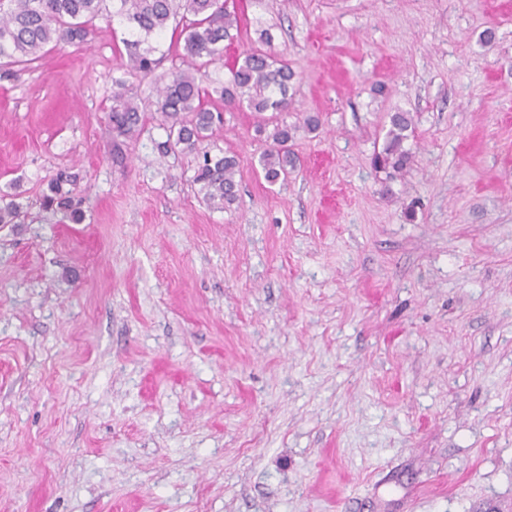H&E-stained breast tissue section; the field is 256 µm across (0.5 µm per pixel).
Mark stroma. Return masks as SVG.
Returning a JSON list of instances; mask_svg holds the SVG:
<instances>
[{
	"mask_svg": "<svg viewBox=\"0 0 512 512\" xmlns=\"http://www.w3.org/2000/svg\"><path fill=\"white\" fill-rule=\"evenodd\" d=\"M228 7L240 37L196 73L228 208L159 153L152 78L114 142L124 27L0 67V196L27 213L0 225V512H512V0ZM251 47L294 71L287 111L225 105ZM262 120L296 129L287 181ZM62 170L82 223L43 218ZM119 91L113 96L112 108L108 114V121L114 139L123 137L132 138L142 128L144 113L140 112L135 96L129 88L127 80H115ZM413 118L408 112H394L389 116V128L382 148L374 153L376 170L393 180L401 175L411 162L412 153L406 142L413 134ZM239 163L234 155L211 156L203 154L194 175V182L199 185V192L204 201L224 209L238 199Z\"/></svg>",
	"mask_w": 512,
	"mask_h": 512,
	"instance_id": "35a3bbf8",
	"label": "stroma"
}]
</instances>
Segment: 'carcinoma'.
<instances>
[{
  "label": "carcinoma",
  "instance_id": "obj_1",
  "mask_svg": "<svg viewBox=\"0 0 512 512\" xmlns=\"http://www.w3.org/2000/svg\"><path fill=\"white\" fill-rule=\"evenodd\" d=\"M105 0H0V65H23L38 59L46 46L60 41H84L90 34L92 21L106 15L108 23L129 27L123 40L126 51V74L131 78L154 76L161 83L157 101L167 140L159 144L163 154L178 149L192 152L209 137L221 116L205 104V90L191 72L194 62L224 58V42L233 41L239 19L231 14L224 0H112V10L102 12ZM194 16L183 32L186 67L157 73L160 60L153 57L156 48L149 39L162 35L178 11ZM224 84V100L229 105L245 104L254 112L288 111V86L294 78L288 63L261 49H250L237 57L229 68ZM119 91L113 96L108 121L113 138L135 136L144 123L135 96L125 80H116ZM413 134V118L408 112L389 116V128L382 148L374 153L375 169L394 179L411 162L412 153L406 142ZM272 146L260 162L264 178L270 183L288 177L296 158L289 142L292 128L277 125L269 135ZM239 163L233 155L203 154L194 175L199 192L207 203L221 209L238 199ZM73 182L62 172L48 186L41 198V209L49 221L57 214L74 224L84 219L82 200L75 199L64 186ZM22 206L15 202L0 207V224H14L21 218Z\"/></svg>",
  "mask_w": 512,
  "mask_h": 512
}]
</instances>
